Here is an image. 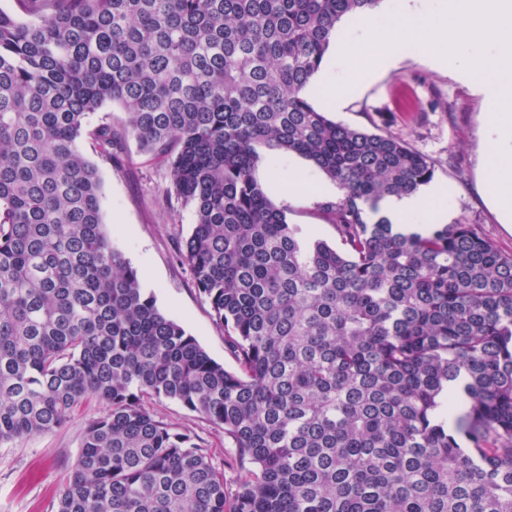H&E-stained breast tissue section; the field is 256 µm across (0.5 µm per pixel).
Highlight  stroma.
<instances>
[{"mask_svg": "<svg viewBox=\"0 0 512 512\" xmlns=\"http://www.w3.org/2000/svg\"><path fill=\"white\" fill-rule=\"evenodd\" d=\"M342 110L329 118L370 132L386 130L434 161L433 180L445 188L442 207L451 224L473 225L500 251L512 254V230L501 223L488 203L482 181L496 163L484 140L488 109L481 96L457 80L452 69L431 65L417 44L401 47L397 67L344 91ZM103 179L102 212L112 242L135 267L143 288L159 309L180 323L226 369L233 358L224 350V332L195 286L178 246L194 222L191 207L165 202L169 185L165 169L128 141L121 159L112 163L91 154ZM285 178L275 182L272 170ZM312 164L292 154L273 152L257 170L272 200L287 210L289 223L301 225L310 239L336 244V231L317 213L316 206L333 201L341 191L321 177V191L292 192L288 177L312 171ZM148 406L178 430L199 436L214 464L223 466L228 492H235L240 473L234 468L235 450L224 431L173 400H152ZM105 407L91 403L74 412L60 427L22 441L0 446V512H53L62 483L73 468L88 424Z\"/></svg>", "mask_w": 512, "mask_h": 512, "instance_id": "stroma-1", "label": "stroma"}]
</instances>
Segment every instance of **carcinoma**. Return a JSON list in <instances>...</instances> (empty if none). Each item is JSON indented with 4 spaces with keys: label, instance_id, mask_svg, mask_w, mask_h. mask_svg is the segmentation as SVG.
<instances>
[{
    "label": "carcinoma",
    "instance_id": "1",
    "mask_svg": "<svg viewBox=\"0 0 512 512\" xmlns=\"http://www.w3.org/2000/svg\"><path fill=\"white\" fill-rule=\"evenodd\" d=\"M380 0H15L0 10V445L90 401L55 512H512V254L470 224L405 234L388 195L433 179L388 132L333 121L303 90L342 18ZM89 132L133 139L193 208L180 258L227 370L112 244ZM295 153L342 195L308 240L256 177ZM463 381L464 397L449 388ZM224 429V469L146 407Z\"/></svg>",
    "mask_w": 512,
    "mask_h": 512
}]
</instances>
